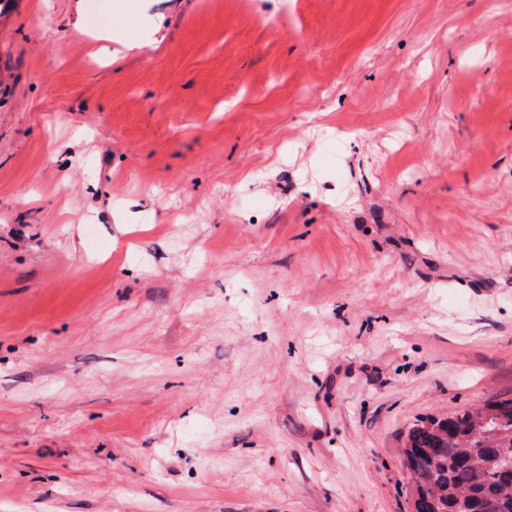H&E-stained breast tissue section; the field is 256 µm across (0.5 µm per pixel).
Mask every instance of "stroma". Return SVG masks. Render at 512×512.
Masks as SVG:
<instances>
[{
	"label": "stroma",
	"instance_id": "obj_1",
	"mask_svg": "<svg viewBox=\"0 0 512 512\" xmlns=\"http://www.w3.org/2000/svg\"><path fill=\"white\" fill-rule=\"evenodd\" d=\"M510 399L512 0H0V512H409Z\"/></svg>",
	"mask_w": 512,
	"mask_h": 512
}]
</instances>
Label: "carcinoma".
I'll return each instance as SVG.
<instances>
[{
    "label": "carcinoma",
    "mask_w": 512,
    "mask_h": 512,
    "mask_svg": "<svg viewBox=\"0 0 512 512\" xmlns=\"http://www.w3.org/2000/svg\"><path fill=\"white\" fill-rule=\"evenodd\" d=\"M403 465L416 512H512V401L419 421Z\"/></svg>",
    "instance_id": "carcinoma-1"
}]
</instances>
